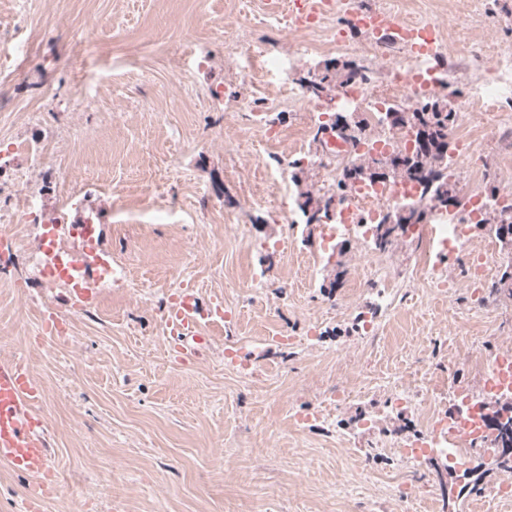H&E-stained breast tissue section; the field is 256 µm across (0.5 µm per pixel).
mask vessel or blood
<instances>
[{
	"mask_svg": "<svg viewBox=\"0 0 512 512\" xmlns=\"http://www.w3.org/2000/svg\"><path fill=\"white\" fill-rule=\"evenodd\" d=\"M322 7V0H288V14L298 27L311 22ZM354 20L369 38L392 36L426 60L437 54L429 31L400 23L382 11L359 8ZM68 238L77 241V248L65 247ZM40 240V273L63 286L68 309L81 311L96 303L102 284L111 281L113 273L112 253L100 225L89 216L70 224H47ZM223 315L222 308L200 307L194 292L188 290L169 310L166 324L176 334L181 350L192 353L206 342L198 334L200 322ZM42 399L43 390L32 380L24 359L0 361V461L39 481L52 472L45 430L37 416Z\"/></svg>",
	"mask_w": 512,
	"mask_h": 512,
	"instance_id": "vessel-or-blood-1",
	"label": "vessel or blood"
}]
</instances>
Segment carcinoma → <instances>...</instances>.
Returning <instances> with one entry per match:
<instances>
[{
	"instance_id": "cac0c4a2",
	"label": "carcinoma",
	"mask_w": 512,
	"mask_h": 512,
	"mask_svg": "<svg viewBox=\"0 0 512 512\" xmlns=\"http://www.w3.org/2000/svg\"><path fill=\"white\" fill-rule=\"evenodd\" d=\"M366 75V68L354 61L342 64L334 74L329 65L322 72L323 80L329 83L335 80L348 83L364 79ZM455 121L456 112L448 107L447 96L443 95L432 101L421 102L420 107L413 111L393 113L390 122V130L394 132L415 133L417 148L413 155H406L402 160L392 159L393 168L388 171V175L421 185L432 208L446 209L451 200L457 206L461 200L462 188L459 182L448 181L447 173L448 165L453 163L448 154V127ZM354 175L360 176L362 180L375 179V159L364 154H354L353 162L344 169L338 186L347 185L349 178ZM301 197L303 202L300 208L307 214L306 223L311 224L328 202V197H316L310 191L301 193ZM424 218L425 212L413 209L407 213L396 211L391 220L394 227H398L403 224H419ZM479 226L489 227L501 241L507 236L512 237V204L489 209Z\"/></svg>"
}]
</instances>
